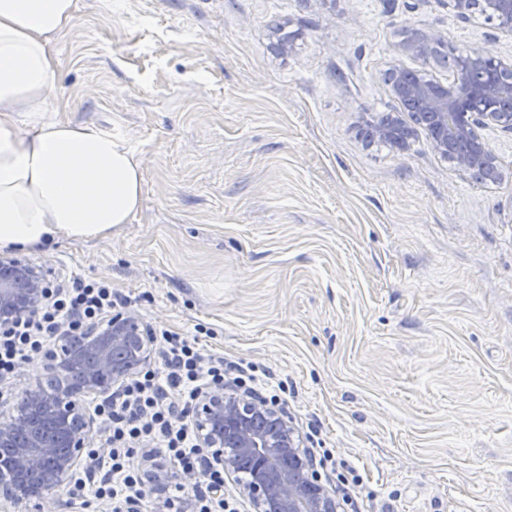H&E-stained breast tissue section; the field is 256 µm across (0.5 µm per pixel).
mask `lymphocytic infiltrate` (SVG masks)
Masks as SVG:
<instances>
[{"label":"lymphocytic infiltrate","instance_id":"obj_1","mask_svg":"<svg viewBox=\"0 0 512 512\" xmlns=\"http://www.w3.org/2000/svg\"><path fill=\"white\" fill-rule=\"evenodd\" d=\"M130 302L101 280L76 278L69 287L51 289L48 302L33 317L0 333V379L47 353L64 333L101 321ZM155 341L154 365L97 403L95 414L111 450L105 457L90 451L68 493L75 500L110 503L112 512H137L147 489L136 455L140 447L150 446L169 457L183 475L170 485V499H190L194 512H238L237 500L211 496V488L223 485L224 473L206 466L205 451L188 422L198 390L223 384L224 360L205 354L194 336L164 329Z\"/></svg>","mask_w":512,"mask_h":512}]
</instances>
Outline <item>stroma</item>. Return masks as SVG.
Returning <instances> with one entry per match:
<instances>
[{
    "label": "stroma",
    "mask_w": 512,
    "mask_h": 512,
    "mask_svg": "<svg viewBox=\"0 0 512 512\" xmlns=\"http://www.w3.org/2000/svg\"><path fill=\"white\" fill-rule=\"evenodd\" d=\"M413 30L512 59L448 0H78L56 93L127 139L143 204L25 257L287 383L341 512H512V132L482 129L485 185L425 130L363 138Z\"/></svg>",
    "instance_id": "stroma-1"
}]
</instances>
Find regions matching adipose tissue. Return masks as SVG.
Returning a JSON list of instances; mask_svg holds the SVG:
<instances>
[{
    "label": "adipose tissue",
    "mask_w": 512,
    "mask_h": 512,
    "mask_svg": "<svg viewBox=\"0 0 512 512\" xmlns=\"http://www.w3.org/2000/svg\"><path fill=\"white\" fill-rule=\"evenodd\" d=\"M75 13L76 0H0V248L105 239L141 207L127 141L58 116L52 45Z\"/></svg>",
    "instance_id": "adipose-tissue-1"
}]
</instances>
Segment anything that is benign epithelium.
I'll return each instance as SVG.
<instances>
[{"mask_svg":"<svg viewBox=\"0 0 512 512\" xmlns=\"http://www.w3.org/2000/svg\"><path fill=\"white\" fill-rule=\"evenodd\" d=\"M448 5L458 16L478 15L512 38V0H448ZM442 40L435 32L413 35L405 51L421 61V68L409 73L397 65L391 93L422 110L436 153L480 183H497L504 177L502 163L477 129L494 125L512 132V62L473 48L458 52L450 44L456 77L443 85L429 74L435 63L432 45ZM374 131L403 150L416 129L390 112ZM52 287L44 267L1 254L0 330L34 316ZM153 341L151 325L129 311L64 340L60 353L51 355V380L26 390L13 412H0V452L6 462L0 466V512L22 502L40 506L71 480L96 435L94 418L83 411L80 397L108 392L145 367ZM191 425L209 467L232 475L243 459L252 460L254 474L245 493L253 512H339L335 491L322 482L313 456L303 452L285 408L251 391L204 386Z\"/></svg>","mask_w":512,"mask_h":512,"instance_id":"benign-epithelium-1","label":"benign epithelium"}]
</instances>
